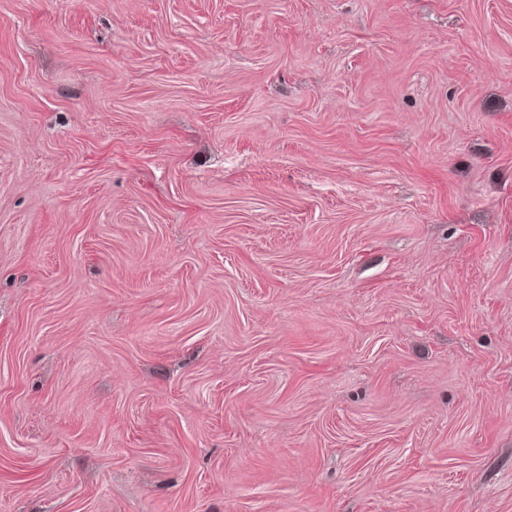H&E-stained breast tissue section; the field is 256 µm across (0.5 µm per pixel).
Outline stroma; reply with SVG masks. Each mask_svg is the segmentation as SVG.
<instances>
[{
  "mask_svg": "<svg viewBox=\"0 0 512 512\" xmlns=\"http://www.w3.org/2000/svg\"><path fill=\"white\" fill-rule=\"evenodd\" d=\"M0 512H512V0H0Z\"/></svg>",
  "mask_w": 512,
  "mask_h": 512,
  "instance_id": "35a3bbf8",
  "label": "stroma"
}]
</instances>
